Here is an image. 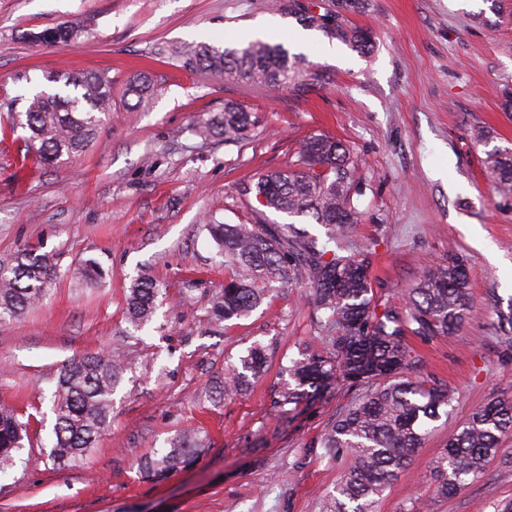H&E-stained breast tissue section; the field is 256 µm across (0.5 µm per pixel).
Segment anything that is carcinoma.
<instances>
[{
	"instance_id": "carcinoma-1",
	"label": "carcinoma",
	"mask_w": 512,
	"mask_h": 512,
	"mask_svg": "<svg viewBox=\"0 0 512 512\" xmlns=\"http://www.w3.org/2000/svg\"><path fill=\"white\" fill-rule=\"evenodd\" d=\"M359 0H334L336 10L302 14L314 27L363 50L370 38L346 27L343 12ZM38 42H73L78 30L66 23L27 34ZM184 65L214 81H250L269 90L304 91L319 73L304 60L287 55L280 45L255 39L235 48L202 43L176 52ZM50 89H39L23 112L7 100L12 124L7 131L28 132L23 158L62 164L87 150L101 126L112 117V76L109 71L48 73ZM157 80L139 73L125 83L126 109H147L153 103ZM255 121L234 104L224 112L200 117L196 126L224 138L226 143L247 139ZM293 167L260 175L246 192H254L262 207L288 217H307L325 230L318 245L292 231L290 224H227L207 215L204 227L217 254L224 258V287L215 292L208 310L219 325L249 316L278 286L311 290L315 309L326 314L331 335L323 348L302 354L285 369L286 387L279 405L298 406L327 391L335 382L355 387L359 394L320 438L329 459L348 455L344 471L330 496L328 512H374L377 499L396 480L430 430L448 414L453 400L446 385L428 386L412 376L416 360L406 334L421 338L455 334L472 311L466 261L458 256L425 271L408 290L404 305L378 304L369 278V257L354 253L340 238L356 221L353 196L359 193L357 167L339 140L314 135L300 143ZM494 178L512 188V152L488 154ZM59 278L57 262L47 254L21 250L0 261V324L9 323L38 306ZM161 294L153 276L140 273L126 297V314L134 328L152 317ZM264 347L257 343L228 368L224 396L239 395L249 377L265 366ZM127 365L110 354H90L61 367L50 397L52 465L66 466L87 457L112 417V395ZM30 422L9 407H0V473L16 465ZM512 432V399L489 403L471 413L453 434L433 464L438 494L456 493L469 479L483 474L496 457L501 439ZM204 449L198 435H180L167 448H156L139 462L149 479H164L194 465Z\"/></svg>"
}]
</instances>
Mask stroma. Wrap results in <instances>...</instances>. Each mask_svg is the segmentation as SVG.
<instances>
[{"mask_svg":"<svg viewBox=\"0 0 512 512\" xmlns=\"http://www.w3.org/2000/svg\"><path fill=\"white\" fill-rule=\"evenodd\" d=\"M323 77L297 95L242 81L216 83L170 61L201 42L234 47L263 30ZM68 22L77 42L52 47L28 35ZM348 26L371 37L359 51L306 30L273 0H0V101L56 70H109L114 102L149 72L159 86L147 112L116 110L82 155L20 169L18 145L0 139V260L29 246L53 253L60 277L44 302L0 324V406L33 418L30 442L0 474V512H322L349 460H329L318 441L353 401L338 383L291 412L275 402L282 367L320 346L308 289L280 288L251 316L212 326L207 310L224 268L202 223L272 222L242 195L258 174L286 168L299 142L326 135L357 159L358 222L352 250L369 249L379 301L400 305L406 288L449 254L469 267L473 311L453 336H407L417 379L448 385L454 401L375 512H501L512 503V433L483 475L437 495L433 461L478 406L512 398V191L486 168L512 148V0H362ZM240 105L256 118L239 144L197 134L198 115ZM105 276L81 274L86 260ZM151 271L163 294L141 329L126 320L133 278ZM264 373L237 397L218 394L228 364L253 343ZM119 353L128 370L112 419L86 460L57 468L35 420L61 365ZM195 430L205 449L191 469L161 481L137 463L168 438Z\"/></svg>","mask_w":512,"mask_h":512,"instance_id":"35a3bbf8","label":"stroma"}]
</instances>
